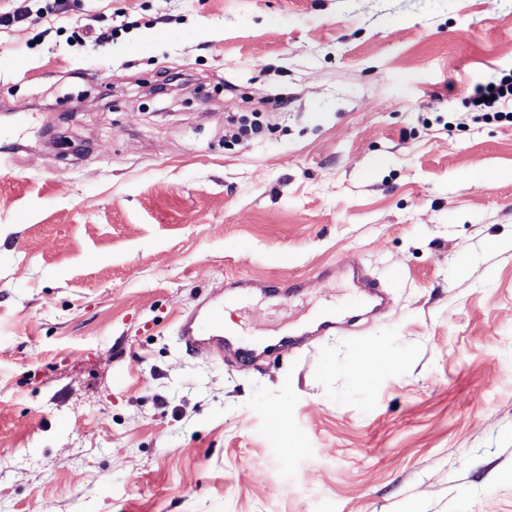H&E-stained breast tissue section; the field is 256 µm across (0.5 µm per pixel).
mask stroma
<instances>
[{"label":"stroma","instance_id":"obj_1","mask_svg":"<svg viewBox=\"0 0 512 512\" xmlns=\"http://www.w3.org/2000/svg\"><path fill=\"white\" fill-rule=\"evenodd\" d=\"M510 69L512 0L1 26L0 512H512V122L465 118ZM353 262L389 312L254 365L176 343L212 291L245 342L303 328Z\"/></svg>","mask_w":512,"mask_h":512}]
</instances>
